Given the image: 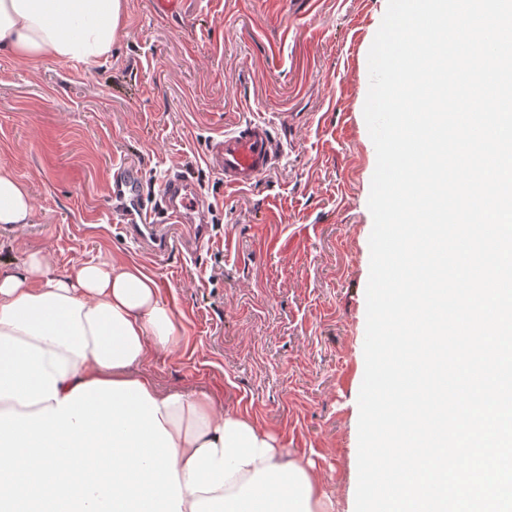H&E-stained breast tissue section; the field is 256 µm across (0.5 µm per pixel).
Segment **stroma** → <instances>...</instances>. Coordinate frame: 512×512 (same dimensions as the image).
I'll return each instance as SVG.
<instances>
[{"instance_id":"1","label":"stroma","mask_w":512,"mask_h":512,"mask_svg":"<svg viewBox=\"0 0 512 512\" xmlns=\"http://www.w3.org/2000/svg\"><path fill=\"white\" fill-rule=\"evenodd\" d=\"M388 0H125L110 57H0V166L28 188L30 224L0 230V266L47 250L61 269L110 254L153 277L184 342L142 366L203 392L313 461L336 512H355L368 209L376 150L363 115L368 52ZM254 119L283 144L254 186L228 189L212 141ZM145 195L170 171L208 196L211 241L163 255L109 220L112 166Z\"/></svg>"}]
</instances>
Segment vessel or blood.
<instances>
[{
	"instance_id": "vessel-or-blood-1",
	"label": "vessel or blood",
	"mask_w": 512,
	"mask_h": 512,
	"mask_svg": "<svg viewBox=\"0 0 512 512\" xmlns=\"http://www.w3.org/2000/svg\"><path fill=\"white\" fill-rule=\"evenodd\" d=\"M281 154V145L262 121L248 122L211 145V155L228 188L253 186L275 168ZM140 179L139 167L127 162L117 166L112 176V212L130 240L147 253L159 255L168 251L170 231L178 224L187 225L195 242L204 240L207 227L201 219L210 203L194 183L182 173H173L149 201L140 192Z\"/></svg>"
}]
</instances>
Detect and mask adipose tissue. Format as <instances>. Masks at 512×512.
I'll list each match as a JSON object with an SVG mask.
<instances>
[{
    "mask_svg": "<svg viewBox=\"0 0 512 512\" xmlns=\"http://www.w3.org/2000/svg\"><path fill=\"white\" fill-rule=\"evenodd\" d=\"M123 0H0V54L109 56ZM0 168V227L31 223ZM185 327L156 281L117 257L0 268V512H333L314 462L207 394L140 372Z\"/></svg>",
    "mask_w": 512,
    "mask_h": 512,
    "instance_id": "adipose-tissue-1",
    "label": "adipose tissue"
}]
</instances>
